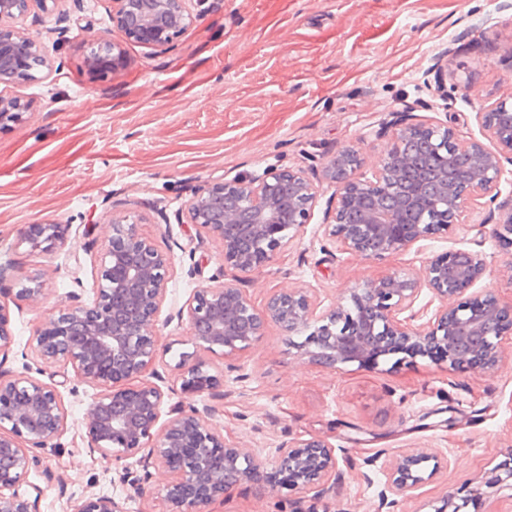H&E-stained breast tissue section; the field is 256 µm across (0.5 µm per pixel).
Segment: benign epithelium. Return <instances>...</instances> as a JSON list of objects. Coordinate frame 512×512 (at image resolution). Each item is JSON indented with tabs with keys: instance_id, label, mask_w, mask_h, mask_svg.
Wrapping results in <instances>:
<instances>
[{
	"instance_id": "benign-epithelium-1",
	"label": "benign epithelium",
	"mask_w": 512,
	"mask_h": 512,
	"mask_svg": "<svg viewBox=\"0 0 512 512\" xmlns=\"http://www.w3.org/2000/svg\"><path fill=\"white\" fill-rule=\"evenodd\" d=\"M31 0H0V85L37 79L50 67L37 36L16 20ZM112 30L130 42L167 49L195 20V0H110ZM85 63L95 73L125 65L112 35L87 40ZM28 103L0 91V127L17 122ZM485 141L461 140L455 129L412 121L402 111L400 128L388 142L372 178L355 176L364 165L358 150L348 149L321 168L320 181L336 187L326 234L342 249L366 259L383 260L420 241L448 238L461 223L468 202L488 196L494 202L504 176L502 159L512 156V95L479 113ZM317 187L304 171L269 169L260 177L233 178L205 185L186 204L189 223L199 234L219 240L224 267L261 271L309 224ZM485 223L492 237L512 248V202L500 203ZM69 237L67 224H23L18 241L50 252ZM487 262L468 249L445 251L424 268L423 279L397 271L349 291L350 305L326 314L316 311L303 288L271 295L257 307L244 289L224 276L194 289L177 311L188 324L196 350L231 357L259 341L269 324L285 333L308 332L301 349L333 368L338 362L377 360L393 348L426 356L438 348L454 369L493 368L501 344L512 335V303L491 291L471 292ZM173 259L138 230L129 214L112 218L110 235L97 268V288L87 300L74 293L52 312L30 339L44 360L69 365L77 381L102 392L90 397L80 425L90 450L115 461L143 453V470L162 467L170 474L163 487L167 512H204L243 482L266 477L270 489L328 491L336 469L334 448L322 439L300 440L276 450L274 471L263 475L262 462L250 450L224 437L213 423L214 411L193 403L217 390L221 378L196 354L177 364L180 393L187 402L167 406L165 392L146 377L159 353V326ZM426 286L440 309L426 322L413 310ZM15 297L40 305V286H24ZM13 342L11 312L0 300V351ZM166 420H161L162 416ZM68 428V410L55 387L22 374L0 371V512H36V501L20 491L34 464L30 449L58 447ZM437 460L423 452L397 458L384 470L379 507L395 512L398 498L420 484L419 465ZM492 489L512 490V458L499 464L486 481ZM466 487L447 497L436 512H462ZM77 512H126L108 495L92 496Z\"/></svg>"
}]
</instances>
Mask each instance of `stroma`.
<instances>
[{
	"instance_id": "stroma-1",
	"label": "stroma",
	"mask_w": 512,
	"mask_h": 512,
	"mask_svg": "<svg viewBox=\"0 0 512 512\" xmlns=\"http://www.w3.org/2000/svg\"><path fill=\"white\" fill-rule=\"evenodd\" d=\"M501 0H202L199 17L173 48L123 42V68L95 74L86 46L62 15L106 34L109 0L32 4L19 27L40 32L51 67L39 80L11 87L31 104L23 120L0 130V265L12 271L0 292L14 297L18 275L36 279L45 302L16 300L14 342L0 370L56 385L69 410L58 448L40 453L23 490L37 512H74L90 495L120 498L126 512H165L168 473L154 468L142 494L117 481L122 463L90 451L79 421L93 390L76 386L71 367L37 358L33 331L70 293L91 296L114 211L139 217L140 232L174 259L163 310L176 312L198 285L224 267L219 241L200 239L185 205L203 185L294 168L318 179L322 164L354 148L370 177L404 106L415 121L481 135L477 113L512 93V8ZM454 54L437 87L436 54ZM331 187L320 185L304 235L259 272H236L255 305L276 292L307 289L322 310L349 303V291L392 270L420 276L438 253H481L489 273L476 292L512 301L506 274L512 250L484 222L474 201L447 241L415 244L384 260L344 251L324 233ZM24 224H67L64 245L50 252L18 244ZM155 363L163 390H178L179 356L194 352L187 324L160 331ZM224 386L206 402L230 437L272 467L285 442L318 437L336 454L334 488L271 493L242 483L207 512H378L374 462L381 451L416 448L447 459L409 492L398 512H434L448 493L473 489L467 512H512V491L485 488L512 457V342L492 369L456 371L447 362L396 354L377 366L324 368L288 342L276 325L231 359L209 358Z\"/></svg>"
}]
</instances>
